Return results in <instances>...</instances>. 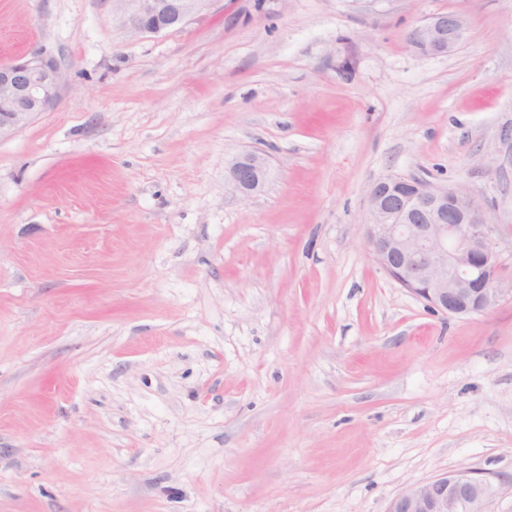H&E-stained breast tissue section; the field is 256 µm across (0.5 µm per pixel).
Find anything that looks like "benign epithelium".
Returning <instances> with one entry per match:
<instances>
[{
    "instance_id": "obj_1",
    "label": "benign epithelium",
    "mask_w": 512,
    "mask_h": 512,
    "mask_svg": "<svg viewBox=\"0 0 512 512\" xmlns=\"http://www.w3.org/2000/svg\"><path fill=\"white\" fill-rule=\"evenodd\" d=\"M214 0H112V10L133 35L162 34L184 27ZM466 21L443 13L411 28L406 39L426 56L446 55L464 39ZM60 67L42 52L0 63V136L22 127L59 98ZM228 183L249 198L261 191L266 161L258 154L235 158ZM396 178L375 183L368 193L370 221L365 239L384 271L434 312L450 316L482 314L504 298L512 281L499 270L496 243L483 203L464 186L410 183L413 191H391ZM503 490L497 477L446 472L399 494L389 512H490Z\"/></svg>"
}]
</instances>
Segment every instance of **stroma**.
I'll return each instance as SVG.
<instances>
[{"mask_svg": "<svg viewBox=\"0 0 512 512\" xmlns=\"http://www.w3.org/2000/svg\"><path fill=\"white\" fill-rule=\"evenodd\" d=\"M453 12L444 56L406 41ZM56 105L0 137V512H388L512 482V300L450 317L370 254L368 191L464 184L512 278V0H0ZM265 157L263 189L227 181ZM214 0H112L116 11L133 35L162 34L184 27ZM227 173L233 191L243 198H249L261 191L264 185L266 161L258 154H246L235 158ZM504 483L475 472H446L399 494L389 512H490Z\"/></svg>", "mask_w": 512, "mask_h": 512, "instance_id": "1", "label": "stroma"}]
</instances>
